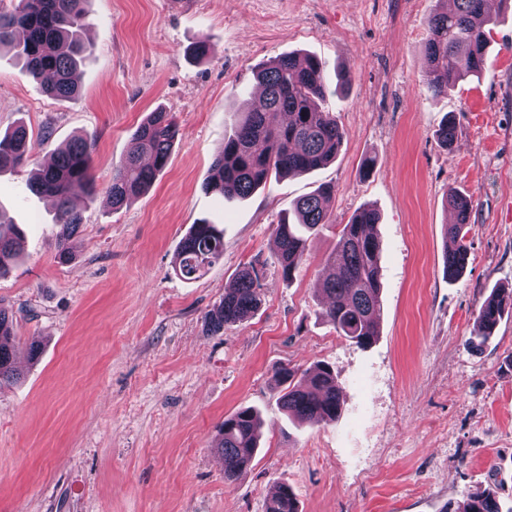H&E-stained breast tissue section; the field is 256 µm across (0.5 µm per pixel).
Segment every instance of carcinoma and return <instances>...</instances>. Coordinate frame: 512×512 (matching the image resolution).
<instances>
[{
    "label": "carcinoma",
    "instance_id": "carcinoma-1",
    "mask_svg": "<svg viewBox=\"0 0 512 512\" xmlns=\"http://www.w3.org/2000/svg\"><path fill=\"white\" fill-rule=\"evenodd\" d=\"M86 0H18L10 10L0 8V49L7 48L37 78H47L45 92L55 99H69L78 92L79 68L90 52L82 33L87 26ZM493 16L485 0H454V8L433 12L427 20L423 44L425 83L435 95L448 93L456 82L481 73L486 57ZM190 56L205 61L213 54L202 37L189 48ZM262 96L237 113L231 133L212 164L208 192L220 197L246 199L276 176L310 173L336 157L344 131L332 113L321 108L326 97L325 65L314 55L302 58L282 55L255 70ZM176 136L173 114L164 108L149 113L136 128L128 154L112 167L108 195L119 209L146 193L166 167ZM33 147L22 125L0 134V170L19 168L31 159ZM92 145L76 137L58 151L52 161L35 172L31 190L52 197L56 206V258L72 259L71 240L83 216L71 204L73 194L93 187ZM332 188L324 186L298 199L292 215H282L276 224L277 262L285 278L307 260L306 234H315L328 223ZM448 205L456 222L446 225L453 247L445 254L447 275L460 273L467 264L464 227L471 201L457 191L448 193ZM379 221L372 207L359 209L343 225L336 248L327 258L332 273L321 291L329 298L325 317L336 332L362 347L379 335L376 313L381 297L380 244L374 233ZM5 224L0 213V277L7 274L23 251V237ZM224 256V233L214 224H195L176 253L174 272L195 280ZM261 280L253 265L241 269L224 288V297L204 316L210 334L252 316L261 304ZM512 290L491 293L481 304L469 342L484 343L498 325ZM14 317L0 308V383L18 379L14 361ZM275 380L282 386L279 402L288 417L299 423H330L338 418L342 395L336 378L324 363L296 379V372L281 367ZM261 422L250 408H241L224 418L219 428L218 450L224 457V480L234 481L247 472L257 450ZM268 512H298L296 495L282 485L271 496ZM453 512H502L491 493L476 495Z\"/></svg>",
    "mask_w": 512,
    "mask_h": 512
}]
</instances>
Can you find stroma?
I'll return each mask as SVG.
<instances>
[{
  "label": "stroma",
  "instance_id": "stroma-1",
  "mask_svg": "<svg viewBox=\"0 0 512 512\" xmlns=\"http://www.w3.org/2000/svg\"><path fill=\"white\" fill-rule=\"evenodd\" d=\"M448 0H89L78 94L53 99L0 53V131L24 123L30 165L0 172V212L25 238L0 278L13 311L21 378L0 385V512H268L281 484L299 512H440L493 491L512 507V309L481 346V303L512 286V9L496 8L486 67L436 96L422 54L431 12ZM214 48L203 63L187 49ZM326 63L324 107L344 139L333 161L271 180L245 200L204 184L253 71L282 54ZM348 83L337 90V74ZM173 112L170 160L149 191L112 209V166L156 107ZM452 120L443 146L436 131ZM91 139L94 190L74 259L58 263L55 210L28 187L34 166L74 136ZM371 170H364L366 160ZM329 222L285 279L280 213L319 186ZM470 198L465 272L443 268L449 189ZM374 207L381 243L375 342L360 347L324 316L325 261L344 224ZM224 230V257L194 281L173 262L191 225ZM263 302L211 335L205 313L248 263ZM39 344L38 360L25 346ZM329 364L336 422L300 425L281 410L274 371ZM263 420L260 448L224 478L218 428L239 408Z\"/></svg>",
  "mask_w": 512,
  "mask_h": 512
}]
</instances>
